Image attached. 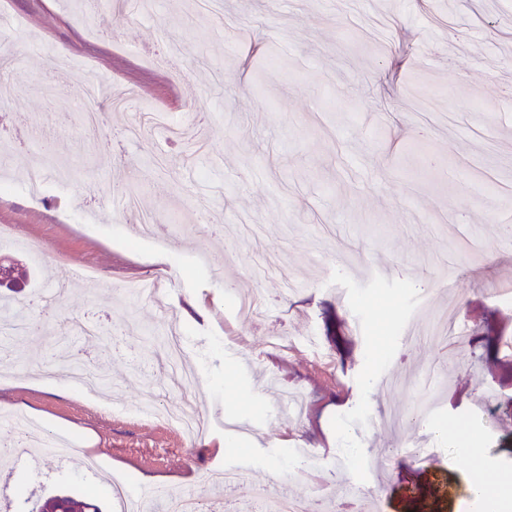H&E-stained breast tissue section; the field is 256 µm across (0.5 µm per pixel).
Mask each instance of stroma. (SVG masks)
Returning a JSON list of instances; mask_svg holds the SVG:
<instances>
[{"label":"stroma","instance_id":"stroma-1","mask_svg":"<svg viewBox=\"0 0 512 512\" xmlns=\"http://www.w3.org/2000/svg\"><path fill=\"white\" fill-rule=\"evenodd\" d=\"M0 57L20 70L15 111L0 114V233L37 245L6 250L48 281L0 313L26 308L40 334L0 337V446L5 416L25 410L47 435L71 437L75 458L14 457L0 467V512H28L32 495L78 492L102 512H122L104 471L131 484L164 485L204 499L210 512H257L252 493L281 491L292 473L303 512H325L352 487L374 488L390 512H484L465 501L471 481L512 489V0H224L221 14L193 0H0ZM102 73L104 130L81 133L77 91ZM130 91L126 110L113 93ZM193 102L208 142L160 129L131 135L141 109L181 119ZM49 157L41 200L26 191L25 164ZM133 181L142 210L164 225L143 244L109 200ZM167 262H158L159 253ZM175 283L158 298L136 283L160 270ZM297 287L283 293L280 282ZM265 296L267 317L244 323L239 289ZM200 299L204 315L187 314ZM455 305L469 337L433 336L424 312ZM183 327L181 358H157L170 319ZM97 323L95 336L67 323ZM286 345L272 348L269 335ZM108 374L105 401L82 393L59 349ZM38 363L52 379L18 383ZM193 371L189 390L169 387ZM439 371L423 429L387 428L379 412L417 414L414 377ZM299 390L303 415H282L267 383ZM394 377L392 392L366 387ZM495 413L482 412L483 393ZM192 394L219 414L223 455L187 446L178 427L141 414ZM463 426L479 448L467 466L433 425ZM313 449L311 472L288 451ZM91 457L98 467L81 465ZM246 482L212 483L217 469Z\"/></svg>","mask_w":512,"mask_h":512}]
</instances>
